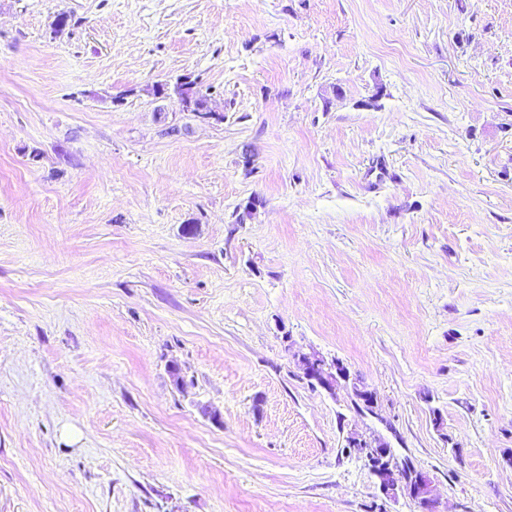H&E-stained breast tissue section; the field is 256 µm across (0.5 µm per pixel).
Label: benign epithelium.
<instances>
[{"instance_id":"benign-epithelium-1","label":"benign epithelium","mask_w":512,"mask_h":512,"mask_svg":"<svg viewBox=\"0 0 512 512\" xmlns=\"http://www.w3.org/2000/svg\"><path fill=\"white\" fill-rule=\"evenodd\" d=\"M302 365L308 377L330 392L335 391L337 380L349 379V375L343 371L342 365H336L334 374L327 372L323 359L315 355L303 357ZM352 446L358 448V453L365 459L372 475L378 479L380 488L385 494L394 495L397 491L404 490L420 503L423 512H434V488L432 481L425 473L410 467L400 470L394 466L392 448L384 441H376L374 447L365 441L354 442Z\"/></svg>"}]
</instances>
